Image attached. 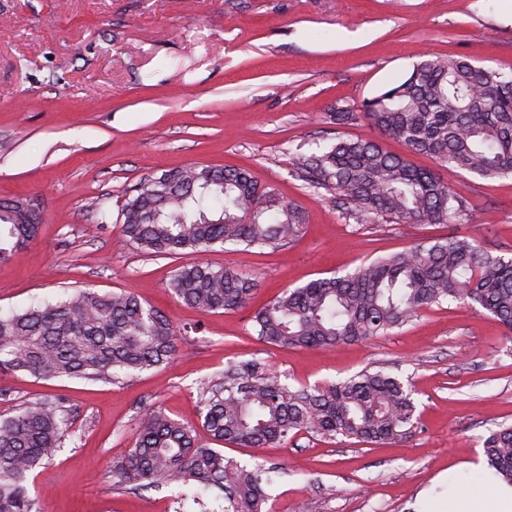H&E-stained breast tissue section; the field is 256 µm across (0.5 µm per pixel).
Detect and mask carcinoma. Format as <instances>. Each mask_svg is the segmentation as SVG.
<instances>
[{"instance_id": "carcinoma-1", "label": "carcinoma", "mask_w": 512, "mask_h": 512, "mask_svg": "<svg viewBox=\"0 0 512 512\" xmlns=\"http://www.w3.org/2000/svg\"><path fill=\"white\" fill-rule=\"evenodd\" d=\"M364 116L404 154L378 140L336 143L294 160L299 177L336 199L348 214L374 223L455 224L466 200L434 172L414 166L424 154L484 179L512 175V75L463 57L427 59L399 84L362 103V113L338 109L332 123ZM38 208L18 198L0 201V261L33 239ZM303 229L299 205L262 187L245 169L189 164L139 183L121 209L122 240L151 256L203 253L216 245L276 249ZM255 280L224 266H179L168 290L202 312L245 307ZM445 303L480 307L512 333V256L476 238L447 237L378 256L344 275L286 289L256 309L259 339L282 347H327L384 336ZM175 328L160 309L130 289L100 294L76 289L65 297L0 313V374L107 380L167 366ZM201 426L161 408L146 412L132 448L112 462L118 485L176 483L224 493L221 512H267L270 469L224 456L220 446L272 448L300 432L327 440L396 443L420 429L412 391L381 370H362L325 386L290 387L256 360L230 362L222 380L204 388ZM62 399L19 408L0 419V512H40L31 474L51 460L69 433ZM490 474L512 485V425L485 438Z\"/></svg>"}]
</instances>
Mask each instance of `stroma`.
Instances as JSON below:
<instances>
[{
  "label": "stroma",
  "instance_id": "1",
  "mask_svg": "<svg viewBox=\"0 0 512 512\" xmlns=\"http://www.w3.org/2000/svg\"><path fill=\"white\" fill-rule=\"evenodd\" d=\"M440 56L511 74L512 0H0V199H30L42 217L27 248L0 263V311L76 288H130L177 329L162 368L109 381L0 375V418L59 397L70 409L68 439L30 485L41 512H215L210 492L113 486L112 462L147 409L199 425L204 383L252 359L295 387L385 370L410 380L421 420L396 444L300 433L276 448L225 446L227 457L276 468L272 512H416L421 491L479 487L484 437L512 424V339L484 310L436 306L374 340L314 348L266 344L250 321L285 289L420 242L476 237L512 252V176L482 179L416 155L460 189L462 223L365 224L295 171L296 154L377 137L363 119L331 124L330 112L360 109ZM192 163L247 169L304 214L302 234L281 249L199 254L256 278L236 311L187 307L167 288L179 259L119 241L131 189Z\"/></svg>",
  "mask_w": 512,
  "mask_h": 512
}]
</instances>
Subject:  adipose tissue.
<instances>
[{
    "instance_id": "ef3b65f1",
    "label": "adipose tissue",
    "mask_w": 512,
    "mask_h": 512,
    "mask_svg": "<svg viewBox=\"0 0 512 512\" xmlns=\"http://www.w3.org/2000/svg\"><path fill=\"white\" fill-rule=\"evenodd\" d=\"M419 512H512V486L489 480L481 490H452L447 497L421 496Z\"/></svg>"
}]
</instances>
